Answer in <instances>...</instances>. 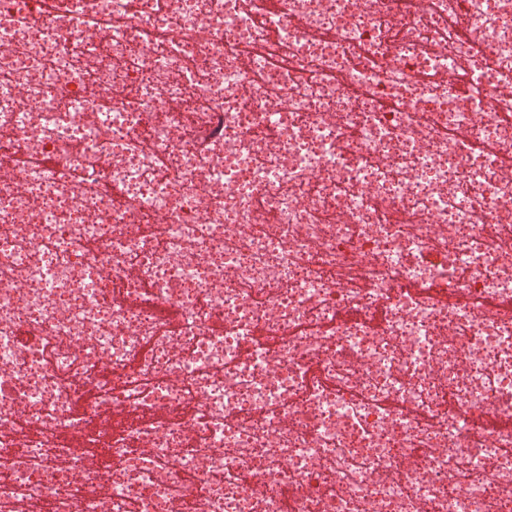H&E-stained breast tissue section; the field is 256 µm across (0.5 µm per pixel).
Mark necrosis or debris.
Returning a JSON list of instances; mask_svg holds the SVG:
<instances>
[{
  "label": "necrosis or debris",
  "mask_w": 512,
  "mask_h": 512,
  "mask_svg": "<svg viewBox=\"0 0 512 512\" xmlns=\"http://www.w3.org/2000/svg\"><path fill=\"white\" fill-rule=\"evenodd\" d=\"M508 299L512 0H0V512H512Z\"/></svg>",
  "instance_id": "obj_1"
}]
</instances>
